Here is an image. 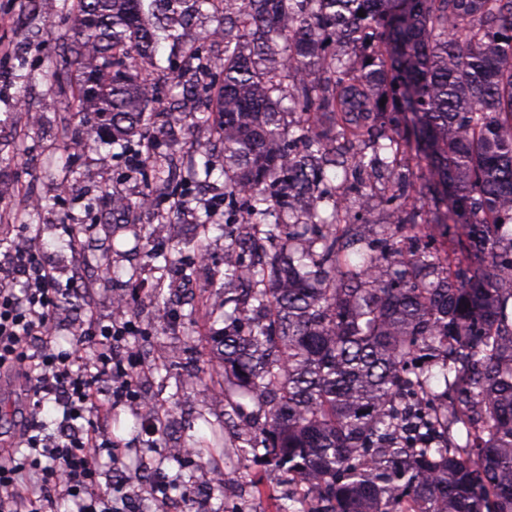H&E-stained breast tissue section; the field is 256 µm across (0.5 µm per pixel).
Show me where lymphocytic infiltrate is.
I'll use <instances>...</instances> for the list:
<instances>
[{
	"mask_svg": "<svg viewBox=\"0 0 512 512\" xmlns=\"http://www.w3.org/2000/svg\"><path fill=\"white\" fill-rule=\"evenodd\" d=\"M18 276L24 283L16 290ZM58 283L35 247L0 257V374L22 380L39 416L21 433L20 452L0 450V512H17L21 499L29 512H45L58 492L74 500L78 512H111L95 497L96 461L102 449L115 461L123 451L104 438L97 421L136 397L141 364L125 345L136 327L123 317L107 325L77 321L70 348L61 349L55 342ZM49 403L61 413L51 423L41 417Z\"/></svg>",
	"mask_w": 512,
	"mask_h": 512,
	"instance_id": "lymphocytic-infiltrate-1",
	"label": "lymphocytic infiltrate"
}]
</instances>
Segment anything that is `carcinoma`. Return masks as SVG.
I'll use <instances>...</instances> for the list:
<instances>
[{"mask_svg": "<svg viewBox=\"0 0 512 512\" xmlns=\"http://www.w3.org/2000/svg\"><path fill=\"white\" fill-rule=\"evenodd\" d=\"M208 7L224 69L196 67L182 97L212 128L205 178L245 213L215 373L265 409L250 419L226 396L219 431L281 464L292 512H512V0H73L45 79L70 82L90 128L77 143L124 152L184 120L148 70ZM204 147L147 157L140 196H112V215L198 176ZM393 173L392 242L366 246L338 209L369 207L361 175ZM425 229L455 233L464 259L408 245Z\"/></svg>", "mask_w": 512, "mask_h": 512, "instance_id": "1", "label": "carcinoma"}]
</instances>
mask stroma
I'll return each instance as SVG.
<instances>
[{"instance_id": "35a3bbf8", "label": "stroma", "mask_w": 512, "mask_h": 512, "mask_svg": "<svg viewBox=\"0 0 512 512\" xmlns=\"http://www.w3.org/2000/svg\"><path fill=\"white\" fill-rule=\"evenodd\" d=\"M64 2L0 0V252L32 239L41 261L57 270L64 290L58 314L60 345H67L70 323L85 310H92L97 323L109 324L118 296L127 300L130 317L139 327L129 345L143 366L140 392L164 412L165 427L153 443H146L138 411L126 404L113 406L101 425L124 448V464L118 470L104 467L99 489L117 500L120 512H158L150 486L158 477L179 472L187 486L172 489L171 495L185 499L186 512H286L288 488L280 468L245 457L244 440L236 430H225L223 447L213 450L204 469L197 467L195 458L178 459L169 452L173 446L201 449L210 425L224 420L223 378L198 381L194 375L217 361L211 336L224 326L217 312L224 297V249L230 242L224 226L234 222L237 213L228 207L222 190L191 183L182 190L191 208L179 213L176 223L166 221L171 203L164 192L134 223H113V195L138 196L142 183L124 155L95 146L69 147L81 117L69 90L42 78L70 25ZM216 25L207 13L188 31L189 38L201 41L199 61L161 44L157 56L162 67L151 81L164 102L177 93L172 84L177 73L198 63L212 72L221 69L223 46L203 38ZM152 136V154L159 159L210 134L188 121L172 130L153 131ZM208 204L217 215L204 230L195 225L194 212ZM73 229L81 242L76 250L69 245ZM199 237L207 260L197 266L191 289L196 313L189 321L180 308L164 307L154 298L151 289L157 280L171 282L176 274L155 270L148 255L169 251L175 240ZM31 420L21 381L0 379V436L17 441ZM233 470L247 476L243 491L211 485L214 474Z\"/></svg>"}]
</instances>
